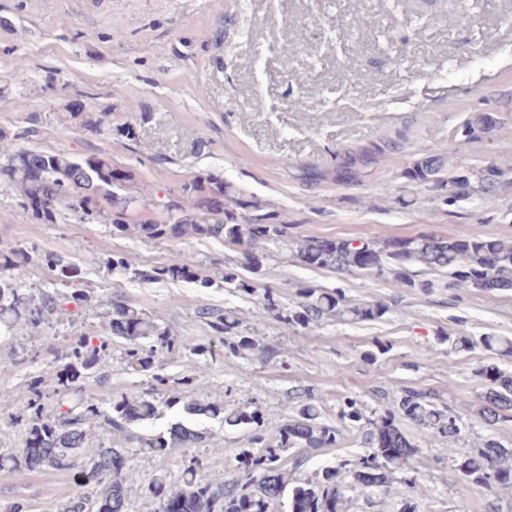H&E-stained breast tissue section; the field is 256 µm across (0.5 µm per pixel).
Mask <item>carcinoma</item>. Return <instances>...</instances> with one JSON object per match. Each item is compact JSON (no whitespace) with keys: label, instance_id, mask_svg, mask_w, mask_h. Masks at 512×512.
<instances>
[{"label":"carcinoma","instance_id":"1","mask_svg":"<svg viewBox=\"0 0 512 512\" xmlns=\"http://www.w3.org/2000/svg\"><path fill=\"white\" fill-rule=\"evenodd\" d=\"M498 125L491 112H474L466 119L469 136L489 133ZM10 133L0 129V180L18 192L25 213L43 224L74 219L82 223L109 226L112 236H135L147 242H171L186 238H212L237 252L239 259L226 261L215 269L198 267L188 255L168 262L139 265L126 255L114 253L101 259L87 258L91 266L129 281L188 280L199 288H222L234 295L255 298L252 319L260 323L275 320L284 331L296 332L322 321L343 324L378 322L386 319L390 306L382 300L346 295L341 288H323L311 283L296 285L294 300L282 296L262 282L268 261H292L312 270H327L366 281L383 280L401 291L429 298L439 292L482 293L512 291V237L480 231L465 239L435 232H421L383 242L366 239H327L293 235L291 225L272 222L258 214L256 201L224 183L219 175L208 174L184 183L178 194L167 199L131 190V174L117 172L112 163L99 156L77 159L65 152L37 148L11 149ZM41 163L38 175L31 166ZM400 176L416 186L432 184L448 190V202L474 195L489 196L502 186V169L493 165L472 170L451 164L440 155L413 160ZM165 212L166 221H131V213L150 208ZM35 266L47 268L65 282L73 301L88 298L79 275L64 260L49 252L17 245L0 248V331L11 332L21 323L36 325L52 315L61 299L41 292H25V280ZM247 270L250 276L242 271ZM105 324L107 339L99 345L84 338L59 356L63 368L56 372L58 395L54 415L44 414L39 382H34L25 412V443L33 451L17 448L0 453V470L53 468L72 471L80 485L91 487L71 500L65 512H84L92 498L97 512H125L129 493L144 483L148 494L159 504V512H348L349 491L366 494L382 491L398 471L412 468L419 445L404 428L410 423L420 429L425 442L434 437L457 443L468 429L461 414L436 395L413 387H403L389 405L369 408L361 399L343 396L338 400L339 424L322 420L315 396L305 393L298 407L284 404V415L274 435L268 433L269 417L259 401L248 398L226 409L217 402L185 399L180 387L193 378L169 379L159 372V357L165 352L190 351L202 355L207 347L180 340L158 319L137 305L114 297ZM213 335L224 347L225 357L253 356L267 362L277 351L260 343L255 328L246 324L239 310L228 308L200 311ZM122 349L126 365L151 381L141 395H122L102 407L82 396L80 380L97 371L112 355V345ZM447 344L459 351L482 348L490 356H512V339L503 336H450L436 331V345ZM482 385L480 401L473 413L487 427L478 447L450 448L454 471L466 485L492 492L512 483V444L504 443L496 426L512 420V371L496 362H486L475 370ZM182 404L183 412L195 418L217 419L228 430L246 433L244 448L235 457L236 465L224 476L203 475V465L191 460L180 479L156 472L143 480L130 467L117 468L114 461L127 457L126 444L143 454L167 456L178 448L202 441L203 433L182 420L169 422L162 430L147 428L160 419L164 410ZM100 420L112 429V444L93 446L86 424ZM362 432L368 453L344 459L301 478L288 469V451L297 453L295 467L326 448H334L343 436V427ZM417 477L400 481L395 493L402 512H416L412 506Z\"/></svg>","mask_w":512,"mask_h":512}]
</instances>
